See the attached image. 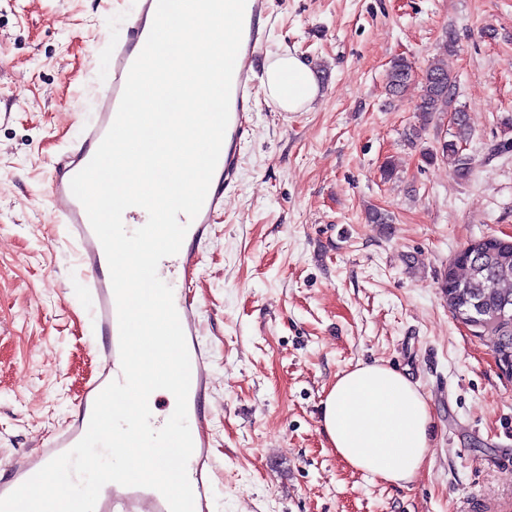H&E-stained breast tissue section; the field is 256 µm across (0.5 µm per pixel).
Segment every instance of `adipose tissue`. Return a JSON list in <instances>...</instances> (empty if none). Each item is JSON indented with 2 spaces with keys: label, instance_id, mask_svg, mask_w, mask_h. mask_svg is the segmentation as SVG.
Here are the masks:
<instances>
[{
  "label": "adipose tissue",
  "instance_id": "1",
  "mask_svg": "<svg viewBox=\"0 0 512 512\" xmlns=\"http://www.w3.org/2000/svg\"><path fill=\"white\" fill-rule=\"evenodd\" d=\"M264 83L276 107L298 112L319 93L312 70L290 52L270 59ZM430 406L403 374L359 364L337 374L323 400L324 433L352 470L394 485L411 482L430 453Z\"/></svg>",
  "mask_w": 512,
  "mask_h": 512
}]
</instances>
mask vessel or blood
Masks as SVG:
<instances>
[{"instance_id":"obj_1","label":"vessel or blood","mask_w":512,"mask_h":512,"mask_svg":"<svg viewBox=\"0 0 512 512\" xmlns=\"http://www.w3.org/2000/svg\"><path fill=\"white\" fill-rule=\"evenodd\" d=\"M157 0H136L125 16L118 38L107 39L110 76L97 93L94 120L84 127L79 141L54 165L49 174L48 200L57 210L79 247L85 286L92 299V324L99 367L77 398L66 422L43 439L37 452L0 476V498L9 495L49 461L71 450L85 435L94 402L112 381L121 379L119 327L115 296L104 249L94 233L83 205L71 190V180L94 156L112 125L129 69L143 49L151 30ZM268 0H247L241 46L237 55L230 96V118L208 194L199 214L190 222L180 251L163 258L157 269L173 290L174 304L186 337L191 361L188 425L194 450L187 465L194 494V512H211L214 482L211 411L207 404L211 369L196 317L193 286L200 276L199 246L213 229L224 204V193L238 177L244 144L251 130L257 104V62L264 51V36L271 24ZM95 512H169L163 495L145 487L105 484Z\"/></svg>"}]
</instances>
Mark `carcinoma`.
Listing matches in <instances>:
<instances>
[{
    "instance_id": "carcinoma-1",
    "label": "carcinoma",
    "mask_w": 512,
    "mask_h": 512,
    "mask_svg": "<svg viewBox=\"0 0 512 512\" xmlns=\"http://www.w3.org/2000/svg\"><path fill=\"white\" fill-rule=\"evenodd\" d=\"M414 77L413 63L397 57L387 70L386 87L391 94L401 96ZM456 83L443 60L431 61L422 79L416 105L420 123L413 128V136H419L435 117L453 111L454 139L445 144L443 151L453 157L457 176L466 178L472 172V159L462 154V143L469 137V125L467 113L454 106ZM441 288L452 312L464 308L466 315L474 313L481 317L483 332L497 337L493 352L512 358V244L489 242L479 248L467 246L450 262Z\"/></svg>"
}]
</instances>
